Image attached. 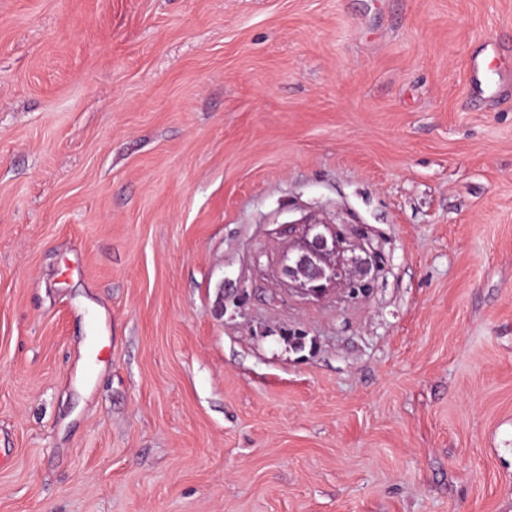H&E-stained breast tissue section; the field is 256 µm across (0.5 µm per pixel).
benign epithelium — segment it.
Wrapping results in <instances>:
<instances>
[{
    "mask_svg": "<svg viewBox=\"0 0 512 512\" xmlns=\"http://www.w3.org/2000/svg\"><path fill=\"white\" fill-rule=\"evenodd\" d=\"M307 224L298 239L291 264L284 268L295 289L305 298L321 299L341 284L349 287L352 295L365 293L370 289L367 276L378 271L376 260L371 255L347 257L354 251L352 245L337 230L334 224Z\"/></svg>",
    "mask_w": 512,
    "mask_h": 512,
    "instance_id": "7a95c632",
    "label": "benign epithelium"
}]
</instances>
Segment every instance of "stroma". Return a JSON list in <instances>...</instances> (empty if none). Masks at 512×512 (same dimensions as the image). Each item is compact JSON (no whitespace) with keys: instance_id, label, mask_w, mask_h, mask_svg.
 <instances>
[{"instance_id":"stroma-1","label":"stroma","mask_w":512,"mask_h":512,"mask_svg":"<svg viewBox=\"0 0 512 512\" xmlns=\"http://www.w3.org/2000/svg\"><path fill=\"white\" fill-rule=\"evenodd\" d=\"M476 57L512 0H0V512H512ZM307 219L368 295L289 287Z\"/></svg>"}]
</instances>
